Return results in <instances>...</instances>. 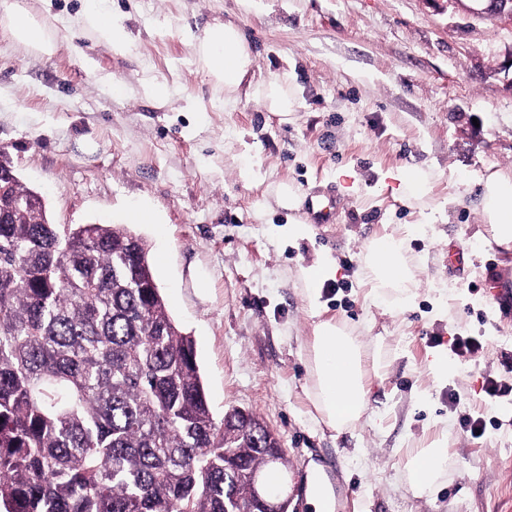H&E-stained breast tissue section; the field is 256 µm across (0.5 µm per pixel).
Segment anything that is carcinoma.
Here are the masks:
<instances>
[{
    "instance_id": "obj_1",
    "label": "carcinoma",
    "mask_w": 512,
    "mask_h": 512,
    "mask_svg": "<svg viewBox=\"0 0 512 512\" xmlns=\"http://www.w3.org/2000/svg\"><path fill=\"white\" fill-rule=\"evenodd\" d=\"M0 177V512H262L260 416L214 418L144 241L53 224Z\"/></svg>"
}]
</instances>
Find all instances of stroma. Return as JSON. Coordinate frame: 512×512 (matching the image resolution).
<instances>
[{
  "label": "stroma",
  "mask_w": 512,
  "mask_h": 512,
  "mask_svg": "<svg viewBox=\"0 0 512 512\" xmlns=\"http://www.w3.org/2000/svg\"><path fill=\"white\" fill-rule=\"evenodd\" d=\"M25 2L56 16L58 50L29 53L0 29V154L52 223L143 238L215 419L250 409L277 436L288 512H313L322 470L340 491L333 512H512V395L484 391L488 378L512 381V244L492 243L481 217L485 179L512 178V26L457 0H98L135 36L115 54L72 28L87 0ZM216 20L234 22L256 57L232 100L184 37ZM269 77L296 101L287 120L261 103L255 84ZM152 81L168 87L166 105ZM407 165L428 175L423 200L391 178ZM282 182L296 209L278 204ZM312 197L331 198L329 216L309 210ZM138 208L156 223L130 222ZM295 222L308 234L289 235ZM391 234L406 240L412 278L376 304L365 246ZM323 257L337 270L314 310L299 270ZM319 320L368 356V409L340 433L307 396ZM459 336L481 350L452 355ZM475 412L480 438L460 426ZM434 444L447 464L421 495L405 466Z\"/></svg>",
  "instance_id": "obj_1"
}]
</instances>
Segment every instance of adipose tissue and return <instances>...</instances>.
I'll return each instance as SVG.
<instances>
[{
  "mask_svg": "<svg viewBox=\"0 0 512 512\" xmlns=\"http://www.w3.org/2000/svg\"><path fill=\"white\" fill-rule=\"evenodd\" d=\"M0 22L13 40L28 50L47 58L55 54L57 44L50 20L23 7L19 0H0ZM73 24L92 30L118 54L127 52L133 42V34L123 20L95 6L83 11ZM188 43L207 76L223 86L225 96L235 97L255 65V57L239 27L230 21H219L190 32ZM483 199V221L490 226L492 240L499 245L512 243V179L490 176L484 184ZM367 250L374 290L407 280L404 238L386 235L373 240ZM365 368V353L354 337L327 321L315 325L309 359V396L329 429L342 431L364 416L368 404Z\"/></svg>",
  "mask_w": 512,
  "mask_h": 512,
  "instance_id": "obj_1",
  "label": "adipose tissue"
}]
</instances>
